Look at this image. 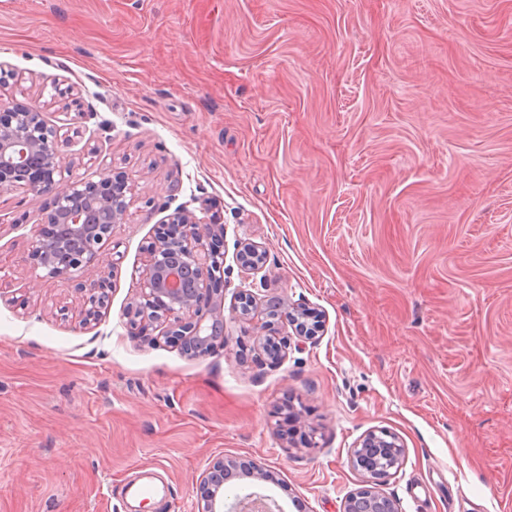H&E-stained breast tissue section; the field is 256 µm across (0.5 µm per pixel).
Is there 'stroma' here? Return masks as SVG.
I'll return each instance as SVG.
<instances>
[{"instance_id":"obj_1","label":"stroma","mask_w":512,"mask_h":512,"mask_svg":"<svg viewBox=\"0 0 512 512\" xmlns=\"http://www.w3.org/2000/svg\"><path fill=\"white\" fill-rule=\"evenodd\" d=\"M501 0H0V100L28 98L74 179L136 185L97 320L35 278L49 196L0 194V512H195L218 457L284 512H342L350 453L405 445L401 512H512V23ZM267 250L260 298L324 316L271 360L227 316L200 357L129 324L179 205ZM152 483V498L124 495Z\"/></svg>"}]
</instances>
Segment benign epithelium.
I'll list each match as a JSON object with an SVG mask.
<instances>
[{
  "label": "benign epithelium",
  "instance_id": "1",
  "mask_svg": "<svg viewBox=\"0 0 512 512\" xmlns=\"http://www.w3.org/2000/svg\"><path fill=\"white\" fill-rule=\"evenodd\" d=\"M58 129L48 126L42 112L29 102L0 101V193L22 190L52 196V207L43 211L32 241L34 268L44 278L88 291L80 309L81 323L98 316L108 299L109 281L93 276L98 257L112 236V225L129 216L135 184L124 171L109 170L97 181L70 180V166L57 149ZM224 232V225L202 222L185 206L177 207L159 227L156 241L144 251L140 294L129 310L134 326L151 325L159 335L181 337L190 355L206 353L224 339V256L207 240ZM248 276L261 272L266 248L240 242L236 254ZM251 282L238 288L236 317L259 321L262 347L271 357L282 356L287 342L277 338L276 320L284 318L301 342L313 341L323 331L317 313L303 302L262 301ZM377 433H366L352 450V459L363 462L376 447ZM233 460H212L196 485L197 512H273L263 498L249 494L238 502H224L225 476ZM379 474L349 494L343 512H400L399 504L378 489Z\"/></svg>",
  "mask_w": 512,
  "mask_h": 512
}]
</instances>
